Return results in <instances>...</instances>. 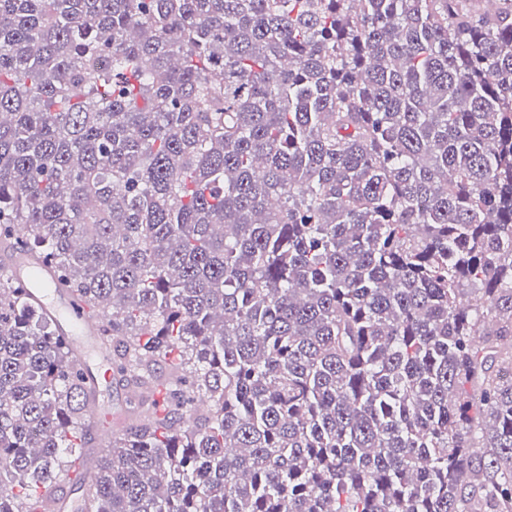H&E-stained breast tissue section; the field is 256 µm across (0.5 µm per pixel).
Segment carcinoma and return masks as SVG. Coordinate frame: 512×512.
<instances>
[{"mask_svg": "<svg viewBox=\"0 0 512 512\" xmlns=\"http://www.w3.org/2000/svg\"><path fill=\"white\" fill-rule=\"evenodd\" d=\"M0 0V512H512V0ZM0 266L9 271L10 276L21 282L29 296L56 322L60 334L66 336L77 356L84 382L92 392V402L88 405L87 428L99 444L128 424L127 413L113 416L112 405L118 398L116 389L112 399H106L112 388V356L101 344V327L98 319L89 314L86 307L68 288L59 286L55 271L49 265L37 260L17 245L14 250L0 252ZM112 418V427L106 420ZM112 438L109 440L111 441ZM85 443L86 448L95 453L106 448Z\"/></svg>", "mask_w": 512, "mask_h": 512, "instance_id": "carcinoma-1", "label": "carcinoma"}]
</instances>
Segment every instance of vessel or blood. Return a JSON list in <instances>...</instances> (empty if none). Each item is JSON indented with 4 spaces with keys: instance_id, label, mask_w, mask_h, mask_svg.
I'll return each mask as SVG.
<instances>
[{
    "instance_id": "obj_1",
    "label": "vessel or blood",
    "mask_w": 512,
    "mask_h": 512,
    "mask_svg": "<svg viewBox=\"0 0 512 512\" xmlns=\"http://www.w3.org/2000/svg\"><path fill=\"white\" fill-rule=\"evenodd\" d=\"M0 267L24 285L29 296L55 320L60 333L70 341L92 392L86 413L87 428L96 442H104L112 434L107 424L112 417V402L107 397L112 387V356L101 344L98 319L88 313L71 290L60 286L52 267L22 247L0 252Z\"/></svg>"
}]
</instances>
